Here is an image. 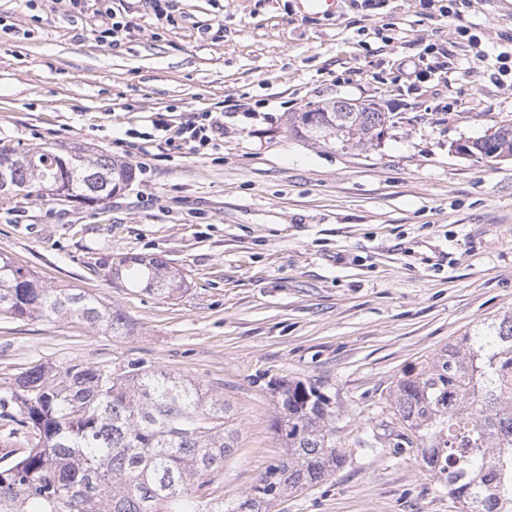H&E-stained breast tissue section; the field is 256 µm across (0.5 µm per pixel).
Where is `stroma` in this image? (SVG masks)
I'll return each instance as SVG.
<instances>
[{
    "mask_svg": "<svg viewBox=\"0 0 512 512\" xmlns=\"http://www.w3.org/2000/svg\"><path fill=\"white\" fill-rule=\"evenodd\" d=\"M165 12L155 0H0V144L102 152L136 170L93 204L0 206V254L131 322L110 336L0 313V384L77 361L194 381L238 428L204 488L223 497L281 453L269 382L312 383L331 398L346 462L274 512H459L405 443L389 393L408 364L512 313V158L454 150L512 124V87L474 67L421 0L372 16L352 0L329 16L300 0H169ZM465 19L489 55L512 45V0H475ZM431 42L447 52L444 79L399 77ZM329 99L391 120L360 149L289 134V113ZM203 112L224 115L218 149L148 141L154 120ZM125 254L164 258L184 289L161 299L114 278ZM372 429L383 446L367 453Z\"/></svg>",
    "mask_w": 512,
    "mask_h": 512,
    "instance_id": "35a3bbf8",
    "label": "stroma"
}]
</instances>
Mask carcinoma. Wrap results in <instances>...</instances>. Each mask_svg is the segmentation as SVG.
<instances>
[{
	"label": "carcinoma",
	"mask_w": 512,
	"mask_h": 512,
	"mask_svg": "<svg viewBox=\"0 0 512 512\" xmlns=\"http://www.w3.org/2000/svg\"><path fill=\"white\" fill-rule=\"evenodd\" d=\"M292 133L314 144L361 148L379 138L380 112H331L329 106L288 114ZM473 141L482 156L504 144ZM0 168L14 185L0 203L20 194L67 202L101 201L127 185L133 167L108 155H60L52 149L18 152L0 147ZM108 183L95 197L88 176ZM113 276L162 299L181 291L158 257L121 258ZM0 311L19 320L71 319L125 336L128 318L79 288H43L29 270L0 256ZM448 343L404 367L390 397L416 434L422 467L448 491L460 512H512V314ZM271 428L283 452L246 490L223 498L199 494L205 478L224 467L237 429L224 401L194 382L160 368L136 365L117 374L76 363L59 370L34 366L15 376L0 407L23 431L27 448L0 458V512H272L289 491L324 481L343 466L336 446L330 397L315 385L278 382Z\"/></svg>",
	"instance_id": "1"
}]
</instances>
